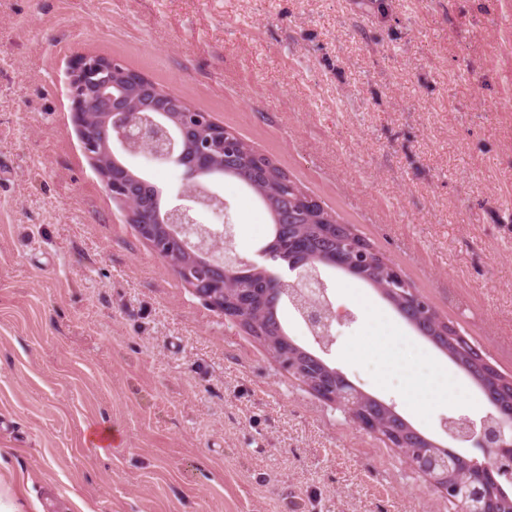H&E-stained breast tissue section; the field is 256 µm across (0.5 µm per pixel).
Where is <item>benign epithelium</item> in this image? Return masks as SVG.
<instances>
[{"label": "benign epithelium", "mask_w": 512, "mask_h": 512, "mask_svg": "<svg viewBox=\"0 0 512 512\" xmlns=\"http://www.w3.org/2000/svg\"><path fill=\"white\" fill-rule=\"evenodd\" d=\"M70 112L82 149L92 162L104 188L123 207L126 222L135 225L152 249L176 240L190 253L173 267L187 286L208 307L244 328L262 321L265 306L285 293L283 278L267 266H258L231 246L233 225L214 228L201 221V214L223 215L227 205L212 190V180L237 172L251 181L267 175L265 167L252 162L254 156L227 148L230 130L208 115L197 112L183 99L160 92L153 82L125 68L114 58L82 53L72 57L68 68ZM97 105L95 122L86 121V110ZM126 156L148 155L169 161L183 169L184 184L178 197L189 204L174 205L166 211L151 207V185L116 160L114 151ZM270 204L278 212V223L294 225L309 217V209L321 202L313 196L296 195ZM330 238L336 248L327 251L319 243ZM295 256L261 250L264 261L284 264L297 273L296 297L289 302L298 309L315 342L325 350L334 340L333 313L327 287L316 270L332 267L351 275L372 274L379 292L394 303L399 314L417 331L442 350L443 340L456 328L441 320L411 289L404 286L401 271L379 259L364 240L356 238L347 224H317L315 232L293 240ZM257 267L263 277L261 288H224L240 264ZM283 347L271 350L278 367L302 381L313 393L346 412L357 426L381 436L403 452L420 448L407 456L412 467L427 477L454 512H512V388L498 381L494 411L480 423L464 417L444 423L448 436L470 442L483 450L484 459H469L444 448L416 431L394 408L355 387L340 371L321 357L280 337Z\"/></svg>", "instance_id": "7a95c632"}]
</instances>
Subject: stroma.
I'll list each match as a JSON object with an SVG mask.
<instances>
[{
	"label": "stroma",
	"instance_id": "stroma-1",
	"mask_svg": "<svg viewBox=\"0 0 512 512\" xmlns=\"http://www.w3.org/2000/svg\"><path fill=\"white\" fill-rule=\"evenodd\" d=\"M81 53L251 142L512 376V0H0V488L17 512H452L127 224L71 120ZM124 163L164 201L183 183ZM216 187L227 214L205 222L259 261L269 214L239 180ZM323 277L335 341L321 352L284 302L295 343L441 446L443 418L490 412L456 368L460 400L417 415L415 382L448 356L375 288ZM99 424L120 447L88 448Z\"/></svg>",
	"mask_w": 512,
	"mask_h": 512
}]
</instances>
